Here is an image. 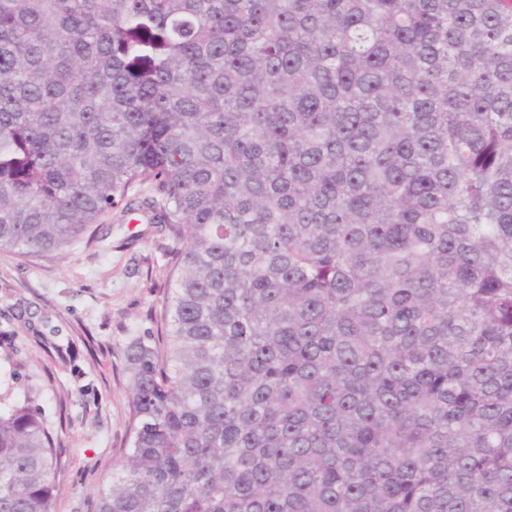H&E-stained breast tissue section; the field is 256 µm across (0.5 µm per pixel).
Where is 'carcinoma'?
I'll use <instances>...</instances> for the list:
<instances>
[{
	"mask_svg": "<svg viewBox=\"0 0 512 512\" xmlns=\"http://www.w3.org/2000/svg\"><path fill=\"white\" fill-rule=\"evenodd\" d=\"M143 199L97 512H512V0H0V250ZM55 448L0 408V512Z\"/></svg>",
	"mask_w": 512,
	"mask_h": 512,
	"instance_id": "1",
	"label": "carcinoma"
}]
</instances>
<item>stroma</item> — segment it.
<instances>
[{"mask_svg":"<svg viewBox=\"0 0 512 512\" xmlns=\"http://www.w3.org/2000/svg\"><path fill=\"white\" fill-rule=\"evenodd\" d=\"M169 242L112 210L64 253L0 251V407L29 401L57 450L54 512H96L130 446L128 343L164 339Z\"/></svg>","mask_w":512,"mask_h":512,"instance_id":"35a3bbf8","label":"stroma"}]
</instances>
